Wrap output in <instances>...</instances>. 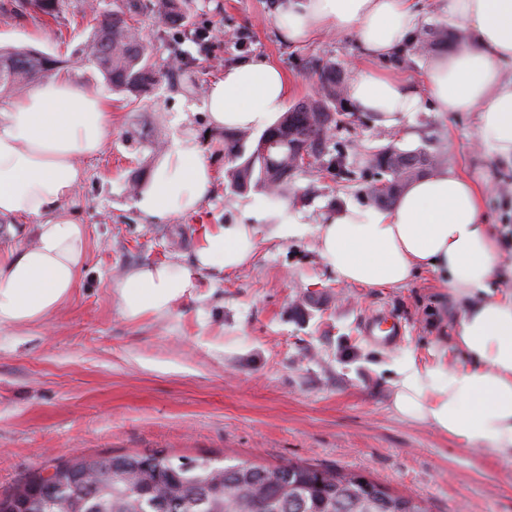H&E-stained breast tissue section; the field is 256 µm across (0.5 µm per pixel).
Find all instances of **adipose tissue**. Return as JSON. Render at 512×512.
<instances>
[{
    "mask_svg": "<svg viewBox=\"0 0 512 512\" xmlns=\"http://www.w3.org/2000/svg\"><path fill=\"white\" fill-rule=\"evenodd\" d=\"M463 39L432 55L414 86L392 65L414 45L423 17L417 0H279L274 24L282 40L302 45L336 32L355 35L367 61L347 84L354 111L383 128L408 115L473 112L480 141L512 162V0H448ZM290 83L266 58L225 69L206 86L211 126L263 129L283 112ZM112 135V100L57 74L25 94L0 101V221L8 235L28 227L30 244L0 245V327L38 324L71 297L84 269L88 235L66 208L85 177L81 159ZM215 172L196 138L177 136L136 191L135 208L154 222L197 212ZM483 186L448 167L421 177L387 209L348 205L316 228V245L337 279L361 288H400L427 270L465 297L455 332L472 367L406 357L394 367L392 407L461 446L512 461V294L498 296L502 276ZM258 244L252 224H220L196 251L201 268L233 271ZM192 272L162 262L129 269L116 281L121 312L136 320L164 314L195 288Z\"/></svg>",
    "mask_w": 512,
    "mask_h": 512,
    "instance_id": "adipose-tissue-1",
    "label": "adipose tissue"
}]
</instances>
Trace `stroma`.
Instances as JSON below:
<instances>
[{"label": "stroma", "mask_w": 512, "mask_h": 512, "mask_svg": "<svg viewBox=\"0 0 512 512\" xmlns=\"http://www.w3.org/2000/svg\"><path fill=\"white\" fill-rule=\"evenodd\" d=\"M120 2L66 0L54 20L0 10V47L62 57L64 73L112 97V137L83 160L85 179L70 207L87 229L86 269L71 299L42 324L0 329V494L77 454L163 450L361 473L428 512H512V462L404 420L391 405V367L406 355L429 361L440 352L449 366H468L455 345L462 299L426 271L402 288L342 284L315 247L317 225L361 205L374 154L393 145L494 185L487 221L497 229L503 268L512 267V163L480 144L475 113L416 112L402 128L385 129L349 112L285 193L239 192L224 177L231 161L224 131L203 109L205 85L238 60L264 56L287 74L292 106L316 96L317 65L336 64L348 80L358 73L357 39L327 34L291 46L273 23L276 0H188L187 34L209 26L225 33L205 47L176 39L175 28L147 10L133 25L151 63L173 75L135 98L113 90L86 60L94 9ZM187 131L216 171L213 189L197 213L150 223L132 203L134 190L160 150ZM337 155L348 178L328 167ZM267 211L284 212L305 233L271 236L267 221L255 218ZM252 223L259 245L248 265L196 270L195 290L170 312L123 316L116 276L164 261L193 268L205 230ZM369 314L398 318L401 341L362 336Z\"/></svg>", "instance_id": "35a3bbf8"}]
</instances>
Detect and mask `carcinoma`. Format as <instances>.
Returning <instances> with one entry per match:
<instances>
[{
	"mask_svg": "<svg viewBox=\"0 0 512 512\" xmlns=\"http://www.w3.org/2000/svg\"><path fill=\"white\" fill-rule=\"evenodd\" d=\"M65 0H25V6L56 18ZM163 19H187L182 0H157ZM140 0H123L116 10L99 13L90 63L120 92L138 93L153 84L156 72L148 46L130 20ZM64 60L32 49H0V88L22 93L37 77L58 71ZM322 96L297 105L252 140L245 132L225 136L224 149L238 164L227 178L238 190L259 185L269 193L288 189L289 159L295 145L322 152L325 131L338 124L331 105L343 99L336 67L318 74ZM252 140L248 156L242 143ZM421 150L386 147L373 167L387 181L365 190L369 202L390 206L405 187L436 165ZM57 490L50 497L42 474H34L0 495V512H424L419 501L397 495L366 476L305 462L278 466L234 460L219 466L209 457H175L163 450L112 456H76L58 463L49 477Z\"/></svg>",
	"mask_w": 512,
	"mask_h": 512,
	"instance_id": "cac0c4a2",
	"label": "carcinoma"
}]
</instances>
